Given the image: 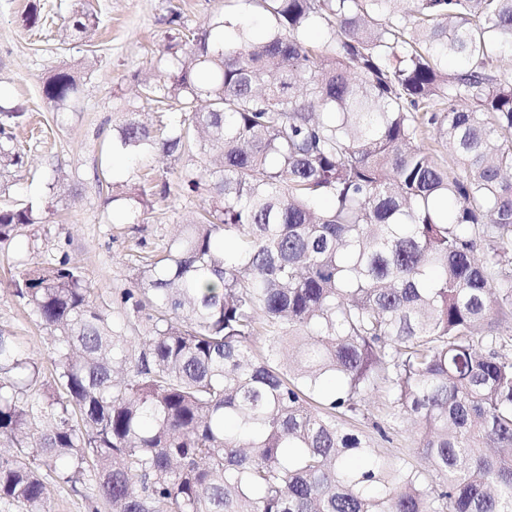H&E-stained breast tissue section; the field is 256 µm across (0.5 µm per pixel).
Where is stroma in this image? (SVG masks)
<instances>
[{"instance_id":"obj_1","label":"stroma","mask_w":512,"mask_h":512,"mask_svg":"<svg viewBox=\"0 0 512 512\" xmlns=\"http://www.w3.org/2000/svg\"><path fill=\"white\" fill-rule=\"evenodd\" d=\"M75 0H0V97L24 108L27 118L11 132L25 152L23 166L0 170V206L21 207L37 202L44 221L21 227L0 243V329L35 358L43 376H50L48 331L6 280L19 270H35L45 262L68 257L78 265L98 300L112 303L114 318L123 311L115 300L132 287L137 260L159 249L171 237L173 225L209 205L208 193L184 195L180 176L196 167L195 159L167 158L153 152L113 154V178L122 198L111 202L94 178L101 164L100 148L110 140L122 112L132 100L137 76L160 74L180 12L186 26L204 30L214 15L223 13L224 0H87L100 25L84 38L65 37L57 29H28L24 18L30 6L53 14L58 5ZM69 69L80 88L76 103L55 111L42 96L46 80ZM68 176L67 193L53 190L56 168ZM167 184L148 214L131 207L124 196L142 184ZM365 417L358 427L384 458L420 464L416 433L409 421L399 420L388 439H381L373 422L386 415L380 393L366 395Z\"/></svg>"}]
</instances>
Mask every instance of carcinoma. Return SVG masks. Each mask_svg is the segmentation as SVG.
Here are the masks:
<instances>
[{"label": "carcinoma", "mask_w": 512, "mask_h": 512, "mask_svg": "<svg viewBox=\"0 0 512 512\" xmlns=\"http://www.w3.org/2000/svg\"><path fill=\"white\" fill-rule=\"evenodd\" d=\"M235 2L177 32L169 81L136 79L177 123L128 110L112 137L197 157L182 187L217 198L139 257L122 322L66 257L0 282L52 350L44 381L0 330V512H50L51 482L85 512H512V0H251L259 39ZM23 116L0 102V168ZM41 220L0 208V242ZM373 391L426 466L374 455Z\"/></svg>", "instance_id": "obj_1"}]
</instances>
